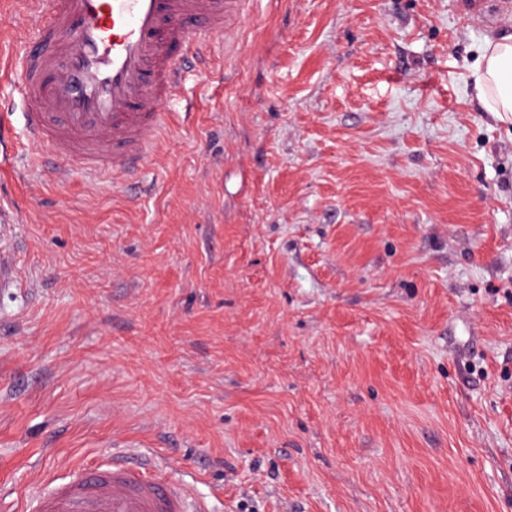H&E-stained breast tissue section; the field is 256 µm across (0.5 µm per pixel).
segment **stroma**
Masks as SVG:
<instances>
[{
    "label": "stroma",
    "mask_w": 512,
    "mask_h": 512,
    "mask_svg": "<svg viewBox=\"0 0 512 512\" xmlns=\"http://www.w3.org/2000/svg\"><path fill=\"white\" fill-rule=\"evenodd\" d=\"M508 15L245 0L134 189L20 141L0 512L117 451L210 512H512V115L471 79Z\"/></svg>",
    "instance_id": "obj_1"
}]
</instances>
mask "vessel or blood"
I'll return each mask as SVG.
<instances>
[{"mask_svg":"<svg viewBox=\"0 0 512 512\" xmlns=\"http://www.w3.org/2000/svg\"><path fill=\"white\" fill-rule=\"evenodd\" d=\"M34 23L23 50L0 55L30 143L59 178L80 167L129 179L158 148L189 60L238 17L240 0H18ZM159 463L115 456L48 479L34 512H207Z\"/></svg>","mask_w":512,"mask_h":512,"instance_id":"1","label":"vessel or blood"}]
</instances>
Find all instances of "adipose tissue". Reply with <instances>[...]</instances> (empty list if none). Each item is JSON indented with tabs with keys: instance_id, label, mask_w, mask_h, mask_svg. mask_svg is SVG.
I'll use <instances>...</instances> for the list:
<instances>
[{
	"instance_id": "ef3b65f1",
	"label": "adipose tissue",
	"mask_w": 512,
	"mask_h": 512,
	"mask_svg": "<svg viewBox=\"0 0 512 512\" xmlns=\"http://www.w3.org/2000/svg\"><path fill=\"white\" fill-rule=\"evenodd\" d=\"M474 89L484 111L512 113V32L485 39Z\"/></svg>"
}]
</instances>
